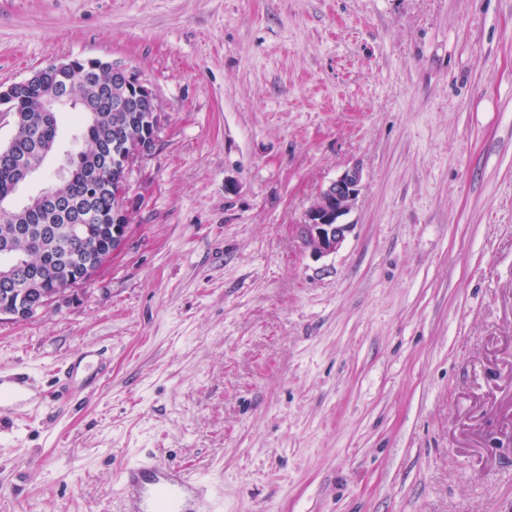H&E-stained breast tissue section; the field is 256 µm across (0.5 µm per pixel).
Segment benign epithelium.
Listing matches in <instances>:
<instances>
[{"instance_id": "obj_1", "label": "benign epithelium", "mask_w": 512, "mask_h": 512, "mask_svg": "<svg viewBox=\"0 0 512 512\" xmlns=\"http://www.w3.org/2000/svg\"><path fill=\"white\" fill-rule=\"evenodd\" d=\"M89 71H101L97 59H68L51 64L33 73L30 77L14 82L6 87L0 86V112L12 116L14 123L22 121V113L17 111V103L25 98L32 88L46 83V75L53 76L54 90L41 98L40 110L47 114L58 112L62 106H74L70 96L71 82ZM112 81L120 83L126 90V99L137 110L151 113V127L143 136L130 139L122 156L118 157L122 169L121 196L123 203L116 209L115 226L112 227V246L108 258L119 254L131 231L134 214L139 198L131 194V173L135 166L149 152L143 140L155 143L163 124V113L152 91L140 81L138 75L123 66H112ZM362 174L359 169L344 171L335 180L320 190L305 211L301 224L303 246L317 259L335 253L343 244L353 225L344 221L357 201ZM63 201L60 194L51 185L44 188L39 196L30 200V211L37 213L45 208L56 206ZM86 250L96 255L94 263L87 267L83 281L93 279L99 264L106 258L92 237H85ZM82 281L72 279L59 284L56 288L44 291L35 302L7 299L0 306V320H24L36 315L46 306L78 289Z\"/></svg>"}]
</instances>
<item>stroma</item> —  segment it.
<instances>
[{"instance_id":"obj_1","label":"stroma","mask_w":512,"mask_h":512,"mask_svg":"<svg viewBox=\"0 0 512 512\" xmlns=\"http://www.w3.org/2000/svg\"><path fill=\"white\" fill-rule=\"evenodd\" d=\"M74 58L164 122L120 255L0 321V370L112 354L0 433V512H121L141 457L215 512H512V0H0V84ZM362 174L358 168L344 171L320 190L305 211L301 224L303 246L317 259L336 253L352 224L344 221L357 201Z\"/></svg>"}]
</instances>
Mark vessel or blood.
Returning <instances> with one entry per match:
<instances>
[{
	"instance_id": "1",
	"label": "vessel or blood",
	"mask_w": 512,
	"mask_h": 512,
	"mask_svg": "<svg viewBox=\"0 0 512 512\" xmlns=\"http://www.w3.org/2000/svg\"><path fill=\"white\" fill-rule=\"evenodd\" d=\"M106 377L103 360L93 357L90 375L76 378L72 358H64L53 372V389L43 390L42 379L19 364L0 372V429L7 420L31 405H71L86 389L98 387ZM118 494L124 512H214L206 484L177 464L161 465L137 460L126 465L119 477Z\"/></svg>"
}]
</instances>
